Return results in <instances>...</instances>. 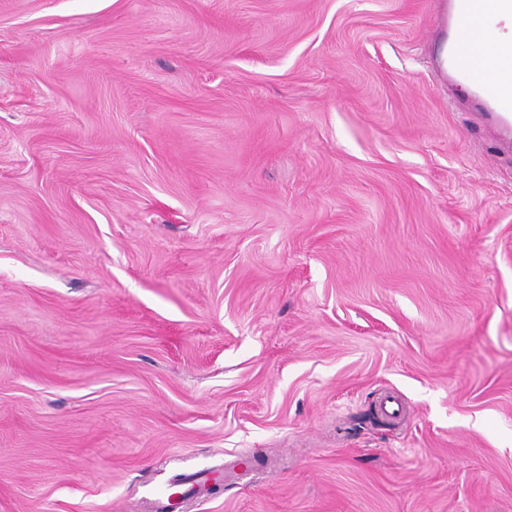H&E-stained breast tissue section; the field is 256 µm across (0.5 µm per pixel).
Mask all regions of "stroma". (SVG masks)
<instances>
[{
	"label": "stroma",
	"instance_id": "obj_1",
	"mask_svg": "<svg viewBox=\"0 0 512 512\" xmlns=\"http://www.w3.org/2000/svg\"><path fill=\"white\" fill-rule=\"evenodd\" d=\"M435 11L0 0V512H512V144Z\"/></svg>",
	"mask_w": 512,
	"mask_h": 512
}]
</instances>
